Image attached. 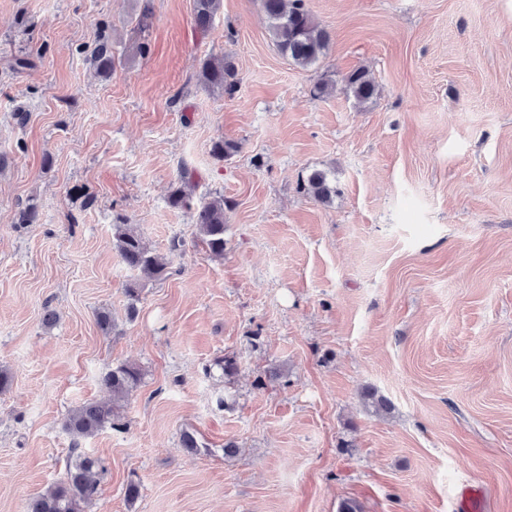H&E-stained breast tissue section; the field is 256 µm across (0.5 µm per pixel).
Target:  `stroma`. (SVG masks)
<instances>
[{
	"instance_id": "obj_1",
	"label": "stroma",
	"mask_w": 512,
	"mask_h": 512,
	"mask_svg": "<svg viewBox=\"0 0 512 512\" xmlns=\"http://www.w3.org/2000/svg\"><path fill=\"white\" fill-rule=\"evenodd\" d=\"M306 6L332 33L308 69L261 0L206 35L193 0H0V512L63 478L65 421L121 362L141 382L123 429L80 443L106 468L87 512H512V0ZM222 55L230 95L199 81ZM361 66L364 107L342 88ZM185 171L194 203L224 199L223 256L168 201ZM122 223L166 278L122 262ZM345 88L359 104L368 102L377 95L378 85L366 67H358L345 77ZM304 186L308 193L322 203H329L336 193V189L331 185L327 174L323 171L311 173Z\"/></svg>"
}]
</instances>
